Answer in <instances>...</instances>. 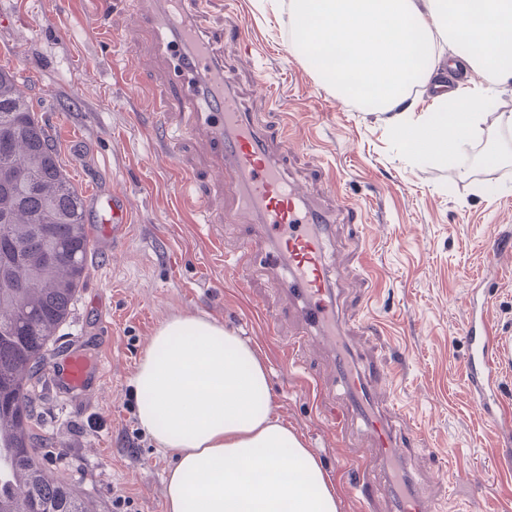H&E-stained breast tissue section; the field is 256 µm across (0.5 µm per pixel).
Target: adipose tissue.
Here are the masks:
<instances>
[{"label":"adipose tissue","mask_w":512,"mask_h":512,"mask_svg":"<svg viewBox=\"0 0 512 512\" xmlns=\"http://www.w3.org/2000/svg\"><path fill=\"white\" fill-rule=\"evenodd\" d=\"M291 48L346 102L393 115L415 154L456 162L482 132L474 94L436 95L424 124L412 92L431 89L454 52L489 89L512 83V0H289ZM137 418L175 464L165 512H339L314 452L272 414L256 347L204 317L175 316L155 332L132 381Z\"/></svg>","instance_id":"ef3b65f1"}]
</instances>
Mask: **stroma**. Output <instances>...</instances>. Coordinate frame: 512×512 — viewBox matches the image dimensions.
<instances>
[{
  "label": "stroma",
  "instance_id": "35a3bbf8",
  "mask_svg": "<svg viewBox=\"0 0 512 512\" xmlns=\"http://www.w3.org/2000/svg\"><path fill=\"white\" fill-rule=\"evenodd\" d=\"M155 8V0H0V66L26 80L71 183L82 193L121 187L131 205L123 237L92 242L86 283L30 382L34 452L93 512H112L118 494L131 496V512H164L175 458L140 429L132 380L160 325L204 316L255 344L275 415L331 475L340 512H392L387 497L359 502L350 492L355 462L371 450L361 422L340 437L331 427L342 388L326 389L324 413L311 407L326 353L313 344L290 352L295 319L267 321L276 287L231 267L249 224L213 232L196 211L201 198L207 214H220L225 200L206 139L186 131L180 112L155 109L179 69L148 23ZM194 22L249 108L274 124L287 117L289 175L324 208L347 198L358 205L353 220L338 216L332 236L341 306L360 366L391 371L378 382L381 412L410 415L423 435H400L416 490L440 512H468L484 483L483 512H512V465H497L499 432L461 381L469 278L500 277L489 318L496 336L512 339V256L492 261L485 252L494 234L512 231V161L479 164L462 180L451 162L409 152L389 113L340 101L289 52L287 8L205 0ZM183 169L193 177L186 193ZM77 354L103 364L87 394L50 374Z\"/></svg>",
  "mask_w": 512,
  "mask_h": 512
}]
</instances>
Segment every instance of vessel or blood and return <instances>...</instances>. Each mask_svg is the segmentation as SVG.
Listing matches in <instances>:
<instances>
[{
    "instance_id": "obj_1",
    "label": "vessel or blood",
    "mask_w": 512,
    "mask_h": 512,
    "mask_svg": "<svg viewBox=\"0 0 512 512\" xmlns=\"http://www.w3.org/2000/svg\"><path fill=\"white\" fill-rule=\"evenodd\" d=\"M200 4L201 0H166L154 16L156 28L172 35L166 43L167 51H179L182 43L195 40L188 20ZM187 71L209 76V89H184L176 97L163 91L157 104L189 114L195 128L205 132L222 173L218 188L229 201L223 215L211 219V227L217 229L237 223L241 217H251L257 224L258 239L266 246L246 249L242 261L260 267L280 285L302 321L299 345L313 338L333 345L336 332L343 328L337 314L336 285L325 260L336 222L334 213L315 206L289 180L284 163L290 145L287 132L272 136L265 114L247 111L235 92L225 89L220 63L207 45H199ZM89 222L102 238L124 235L130 222L126 194L115 188L91 194ZM499 286L498 279L485 277L468 295L462 379L484 418L501 429L505 445L502 458L507 461L512 459V417L504 412L497 370L503 360L512 357V345L494 335L485 310ZM89 374L88 362L73 356L56 378L71 389L86 391L90 388ZM331 375L344 389L346 415L363 421L374 449L372 458L357 461V470H368L375 460L399 457L396 435L376 410L371 375L338 351L332 355ZM383 490L393 500L396 512H437L436 504L419 496L414 488L401 492L389 482Z\"/></svg>"
}]
</instances>
